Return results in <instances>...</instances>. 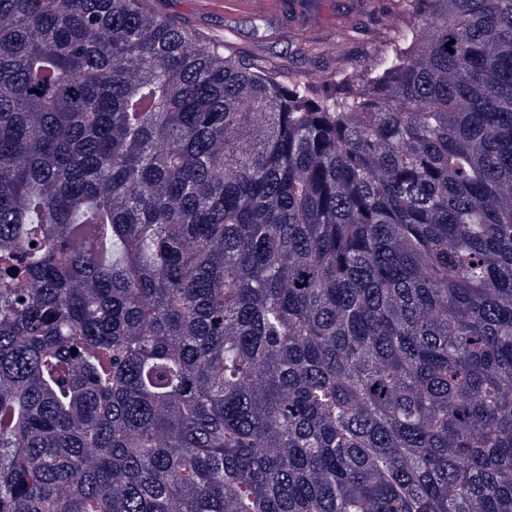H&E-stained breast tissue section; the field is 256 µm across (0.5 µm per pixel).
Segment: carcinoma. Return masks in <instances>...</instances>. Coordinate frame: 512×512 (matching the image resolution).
Wrapping results in <instances>:
<instances>
[{
	"label": "carcinoma",
	"mask_w": 512,
	"mask_h": 512,
	"mask_svg": "<svg viewBox=\"0 0 512 512\" xmlns=\"http://www.w3.org/2000/svg\"><path fill=\"white\" fill-rule=\"evenodd\" d=\"M144 4L0 0V512H512V0L322 91Z\"/></svg>",
	"instance_id": "carcinoma-1"
}]
</instances>
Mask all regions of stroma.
Here are the masks:
<instances>
[{
	"label": "stroma",
	"instance_id": "35a3bbf8",
	"mask_svg": "<svg viewBox=\"0 0 512 512\" xmlns=\"http://www.w3.org/2000/svg\"><path fill=\"white\" fill-rule=\"evenodd\" d=\"M196 40L223 42L229 53L265 60L315 88L343 70L368 72L388 37L410 19L402 0H147Z\"/></svg>",
	"mask_w": 512,
	"mask_h": 512
}]
</instances>
